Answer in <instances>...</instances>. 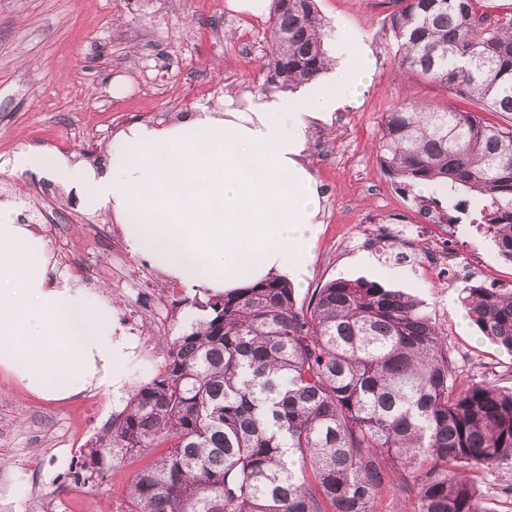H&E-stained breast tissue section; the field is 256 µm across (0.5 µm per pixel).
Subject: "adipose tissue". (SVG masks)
I'll return each instance as SVG.
<instances>
[{"instance_id": "adipose-tissue-1", "label": "adipose tissue", "mask_w": 512, "mask_h": 512, "mask_svg": "<svg viewBox=\"0 0 512 512\" xmlns=\"http://www.w3.org/2000/svg\"><path fill=\"white\" fill-rule=\"evenodd\" d=\"M316 88L263 93L245 106H202L164 127L113 135L98 165L27 148L14 172L119 224L128 250L180 285L224 293L310 263L322 195L303 162L312 122L329 120L365 85L372 58L337 30ZM136 339L102 297L49 272L45 240L0 201V373L27 392L66 400L120 398L139 372Z\"/></svg>"}]
</instances>
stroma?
I'll list each match as a JSON object with an SVG mask.
<instances>
[{
  "label": "stroma",
  "mask_w": 512,
  "mask_h": 512,
  "mask_svg": "<svg viewBox=\"0 0 512 512\" xmlns=\"http://www.w3.org/2000/svg\"><path fill=\"white\" fill-rule=\"evenodd\" d=\"M327 34L344 28L371 52L375 68L360 94L329 123H313L304 161L322 190L320 234L310 266L295 288L298 302L331 281L364 279L416 296L442 328L465 373L512 385V354L481 336L461 305L466 276L428 272L402 244L381 252L362 242L370 224H417L418 201L400 190L378 163L382 118L403 102L468 109L467 101L399 64V46L386 20L389 0H317ZM271 49L268 16L232 11L227 0H0V156L25 148L61 151L77 160L105 161V146L133 123L165 125L203 105L258 93ZM128 92L116 98L112 82ZM24 195L53 206V221L35 229L59 277H82L71 257L99 271L89 287L107 297L128 328L163 316L171 343L197 296L127 250L111 218L81 211L58 186L0 167V196ZM448 245L477 263L476 279L512 288V263L468 224L448 229ZM124 407L91 390L50 401L0 376V512H30V500L54 499L55 512H128L134 473L160 456L111 469L105 482L83 484V502L58 499L65 464L59 448L83 449ZM48 448L36 469L18 465Z\"/></svg>",
  "instance_id": "obj_1"
}]
</instances>
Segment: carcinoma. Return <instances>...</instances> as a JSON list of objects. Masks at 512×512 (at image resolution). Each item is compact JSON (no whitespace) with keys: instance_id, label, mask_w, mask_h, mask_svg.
<instances>
[{"instance_id":"cac0c4a2","label":"carcinoma","mask_w":512,"mask_h":512,"mask_svg":"<svg viewBox=\"0 0 512 512\" xmlns=\"http://www.w3.org/2000/svg\"><path fill=\"white\" fill-rule=\"evenodd\" d=\"M400 64L472 102L458 112L402 103L385 113L381 167L405 189L448 185L420 210L461 216L512 262V13L479 0H391ZM262 90H294L329 62L316 0H273ZM469 320L512 353V288H462ZM207 312L157 374L104 425L75 478L105 481L150 448L130 512H375L397 489L409 512H488L481 472L512 465V388L457 370L413 296L338 279L297 303L272 278L193 303Z\"/></svg>"}]
</instances>
